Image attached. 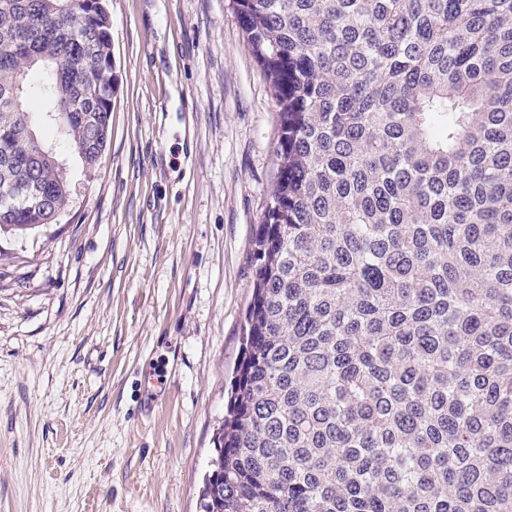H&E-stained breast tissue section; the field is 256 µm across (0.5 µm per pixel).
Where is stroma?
<instances>
[{"mask_svg": "<svg viewBox=\"0 0 512 512\" xmlns=\"http://www.w3.org/2000/svg\"><path fill=\"white\" fill-rule=\"evenodd\" d=\"M117 91L57 223L0 236V512H201L279 108L231 0H108Z\"/></svg>", "mask_w": 512, "mask_h": 512, "instance_id": "stroma-1", "label": "stroma"}]
</instances>
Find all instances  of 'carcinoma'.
Here are the masks:
<instances>
[{
    "instance_id": "obj_1",
    "label": "carcinoma",
    "mask_w": 512,
    "mask_h": 512,
    "mask_svg": "<svg viewBox=\"0 0 512 512\" xmlns=\"http://www.w3.org/2000/svg\"><path fill=\"white\" fill-rule=\"evenodd\" d=\"M279 107L242 357L202 512H512V0H233ZM96 0H0L4 232L92 172Z\"/></svg>"
}]
</instances>
